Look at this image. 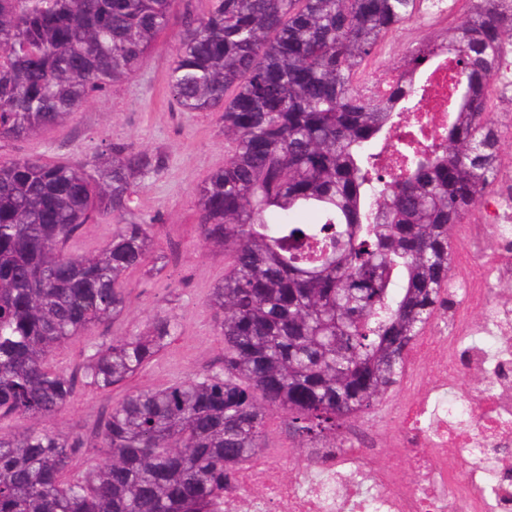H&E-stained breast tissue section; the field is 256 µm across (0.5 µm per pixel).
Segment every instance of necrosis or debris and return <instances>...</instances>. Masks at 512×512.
<instances>
[{
  "instance_id": "4bbe7bcc",
  "label": "necrosis or debris",
  "mask_w": 512,
  "mask_h": 512,
  "mask_svg": "<svg viewBox=\"0 0 512 512\" xmlns=\"http://www.w3.org/2000/svg\"><path fill=\"white\" fill-rule=\"evenodd\" d=\"M477 0H420L400 35L367 64L368 95L386 84L423 89L396 135L426 147L448 124L454 56L428 53L421 29L447 30ZM409 68L389 70L392 57ZM491 119L512 109V45L501 44ZM500 173L480 198V221L455 227L451 306L416 346L394 420L372 421L295 452L263 448L224 490V512H512V124L501 126ZM390 463L377 464L380 455ZM300 464H293L294 456Z\"/></svg>"
}]
</instances>
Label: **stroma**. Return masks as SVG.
Masks as SVG:
<instances>
[{"label": "stroma", "mask_w": 512, "mask_h": 512, "mask_svg": "<svg viewBox=\"0 0 512 512\" xmlns=\"http://www.w3.org/2000/svg\"><path fill=\"white\" fill-rule=\"evenodd\" d=\"M176 41V30H168L136 74L90 100L67 122L0 144V158L38 157L49 163L86 165L113 142L165 151L166 169L145 179L134 198L135 208L156 218L157 225L154 259L128 276L127 311L89 335L61 344L50 360L57 367L75 369L90 344H108L132 330L148 332L152 315L160 312L176 315L178 332L125 386L100 392L76 384L71 401L55 418L27 423L6 419L0 421L2 433L27 425L79 436L92 445L94 425L126 391L166 387L218 367L224 357V343L207 304L211 289L224 278V253L200 240L194 204L196 187L224 164V134L219 113L182 112L171 103L167 73Z\"/></svg>", "instance_id": "1"}]
</instances>
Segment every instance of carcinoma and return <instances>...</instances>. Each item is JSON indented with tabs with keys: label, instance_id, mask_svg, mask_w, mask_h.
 I'll list each match as a JSON object with an SVG mask.
<instances>
[{
	"label": "carcinoma",
	"instance_id": "1",
	"mask_svg": "<svg viewBox=\"0 0 512 512\" xmlns=\"http://www.w3.org/2000/svg\"><path fill=\"white\" fill-rule=\"evenodd\" d=\"M0 0V141L60 123L138 72L179 24L167 75L183 112H221L226 154L196 190L199 233L224 249L209 303L224 339L218 369L163 389H135L96 432L99 456L51 430L0 432V512H211L263 448L278 409L305 448L372 409L397 383L414 340L447 302L463 224L493 183L499 131L489 87L512 12L481 0L465 27L430 46L457 58L458 118L429 149L405 145L388 178L372 144L391 124L386 99L353 78L416 0ZM253 109L243 123L239 103ZM93 168L37 158L0 161V421L55 417L75 376L51 365L56 345L127 309L128 274L151 257L154 220L132 206L160 150L113 144ZM319 212L317 224L272 213ZM112 224L97 256L69 250L82 228ZM175 335L92 344L85 384L119 386Z\"/></svg>",
	"mask_w": 512,
	"mask_h": 512
}]
</instances>
